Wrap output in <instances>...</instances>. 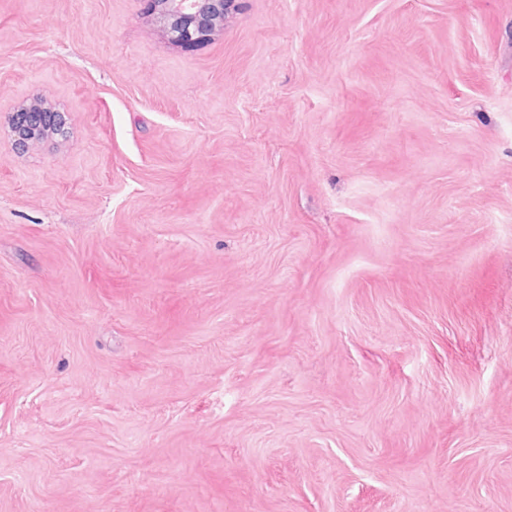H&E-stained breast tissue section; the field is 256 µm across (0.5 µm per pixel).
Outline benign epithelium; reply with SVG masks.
I'll use <instances>...</instances> for the list:
<instances>
[{
  "instance_id": "1",
  "label": "benign epithelium",
  "mask_w": 512,
  "mask_h": 512,
  "mask_svg": "<svg viewBox=\"0 0 512 512\" xmlns=\"http://www.w3.org/2000/svg\"><path fill=\"white\" fill-rule=\"evenodd\" d=\"M236 0H146L148 10L157 14L163 28L176 44L185 49L205 40L224 21ZM63 113L38 100L24 104L12 113L10 128L16 149L25 150L39 139V133L55 127L63 130Z\"/></svg>"
}]
</instances>
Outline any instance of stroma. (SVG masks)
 I'll list each match as a JSON object with an SVG mask.
<instances>
[{"label":"stroma","instance_id":"obj_1","mask_svg":"<svg viewBox=\"0 0 512 512\" xmlns=\"http://www.w3.org/2000/svg\"><path fill=\"white\" fill-rule=\"evenodd\" d=\"M0 512H512V0H0ZM237 0H146L149 11L157 14L163 28L176 44L195 47L215 30ZM44 105L43 100H38L22 105L12 113L10 128L17 150L23 151L29 148L32 142L39 139L38 134L46 128L56 127L59 131L64 129L63 113L50 110Z\"/></svg>","mask_w":512,"mask_h":512}]
</instances>
